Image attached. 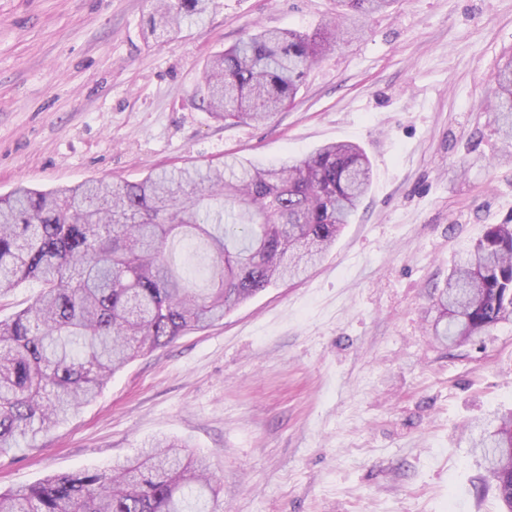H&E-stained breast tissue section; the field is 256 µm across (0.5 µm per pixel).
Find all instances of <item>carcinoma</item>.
<instances>
[{
	"label": "carcinoma",
	"mask_w": 512,
	"mask_h": 512,
	"mask_svg": "<svg viewBox=\"0 0 512 512\" xmlns=\"http://www.w3.org/2000/svg\"><path fill=\"white\" fill-rule=\"evenodd\" d=\"M213 0H156L152 28L203 19ZM340 20L312 35L258 30L215 55L201 92L217 119L261 122L291 104L310 65L348 22L393 0H337ZM491 109L512 138V55L493 77ZM356 144H325L300 160L151 173L139 182L86 180L0 197V297L34 280V300L0 320V453L34 441L92 402L142 349L202 329L258 292L299 278L354 219L371 185ZM203 251L178 267L177 243ZM433 335L451 343L512 321V224H492L448 274ZM473 444L502 512H512V409ZM208 462L163 439L123 468L51 476L0 492V512H216Z\"/></svg>",
	"instance_id": "carcinoma-1"
}]
</instances>
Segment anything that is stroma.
I'll use <instances>...</instances> for the list:
<instances>
[{"label": "stroma", "mask_w": 512, "mask_h": 512, "mask_svg": "<svg viewBox=\"0 0 512 512\" xmlns=\"http://www.w3.org/2000/svg\"><path fill=\"white\" fill-rule=\"evenodd\" d=\"M151 0H0V195L158 168L300 158L350 141L370 191L324 260L137 356L97 399L0 455V489L123 466L165 436L204 455L222 512H500L471 450L512 409V323L435 339L434 290L512 223V146L486 108L512 0H394L311 65L295 101L227 125L207 60L256 28L312 33L336 0H216L151 30Z\"/></svg>", "instance_id": "stroma-1"}]
</instances>
